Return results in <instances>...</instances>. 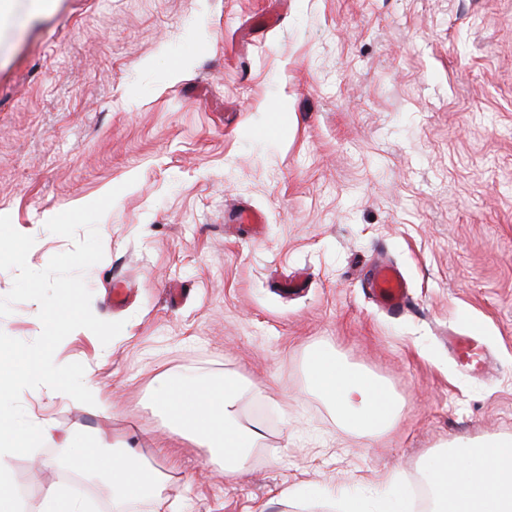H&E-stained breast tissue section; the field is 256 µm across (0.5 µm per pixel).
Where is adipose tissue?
I'll list each match as a JSON object with an SVG mask.
<instances>
[{"label": "adipose tissue", "mask_w": 512, "mask_h": 512, "mask_svg": "<svg viewBox=\"0 0 512 512\" xmlns=\"http://www.w3.org/2000/svg\"><path fill=\"white\" fill-rule=\"evenodd\" d=\"M309 380L327 395L349 427L370 433L389 429L398 416L389 389L368 374L326 353L313 358ZM240 381L225 378L216 387H186L159 380L155 405L174 424V433L224 458V475L246 467L258 431L235 419ZM425 475L434 490V512H512V436L496 437L475 449L431 457Z\"/></svg>", "instance_id": "obj_1"}]
</instances>
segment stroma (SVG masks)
Wrapping results in <instances>:
<instances>
[{
  "label": "stroma",
  "mask_w": 512,
  "mask_h": 512,
  "mask_svg": "<svg viewBox=\"0 0 512 512\" xmlns=\"http://www.w3.org/2000/svg\"><path fill=\"white\" fill-rule=\"evenodd\" d=\"M20 20L0 17V215L41 270L73 247L47 221L119 189L84 279L94 314L124 324L54 353L104 408L41 386L27 418L163 471L157 378L231 374L261 434L232 479L177 441L163 497L130 512H327L333 494L383 500L391 475L413 512L429 457L512 435V0H50ZM233 205L261 210V231L227 227ZM376 259L409 281L400 316L365 293ZM38 312L15 304L0 331L33 341ZM451 330L476 333L488 372L460 367ZM319 352L390 388V430L344 425L310 385ZM55 449L15 460L26 512L49 484L113 512L109 485L83 487ZM302 485L316 496L281 500ZM68 394L74 402L90 406H97L106 401L103 392L90 376L71 389Z\"/></svg>",
  "instance_id": "1"
}]
</instances>
